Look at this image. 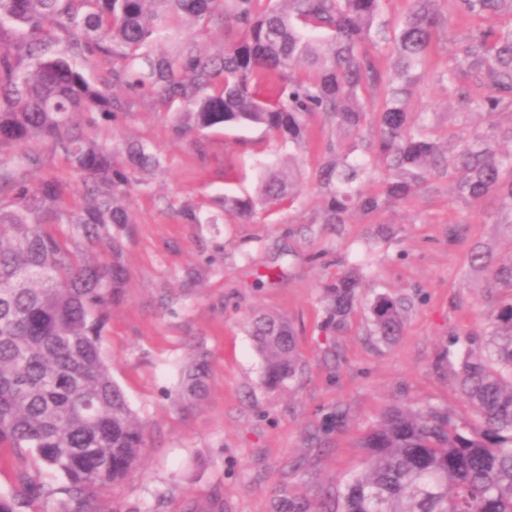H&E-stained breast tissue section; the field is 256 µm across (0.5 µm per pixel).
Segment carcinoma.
I'll return each instance as SVG.
<instances>
[{
	"mask_svg": "<svg viewBox=\"0 0 512 512\" xmlns=\"http://www.w3.org/2000/svg\"><path fill=\"white\" fill-rule=\"evenodd\" d=\"M435 0H415L404 16H386L385 0H0V453L19 465L15 494L0 492V512L20 499L56 496L53 512H99L96 490L118 484L139 465L144 428L112 378L103 328L126 277L123 232L131 223L122 200L144 184L137 174L162 166L148 145L127 141L125 164L89 139L75 113L111 118L123 108L112 88L183 104L174 132L262 127L299 148L307 119L321 116L346 134L377 113L370 146L342 150L319 172L324 224L345 223L358 208L373 212L415 191L441 166L440 149L422 116L407 111L426 69L438 17ZM469 17L512 15V0H456ZM220 20L242 30L219 53L183 41L172 53L174 21ZM392 43V70L381 71L372 48ZM121 62L100 82L85 68ZM471 76L489 88L475 102L489 127L512 107V24L479 30L464 51ZM49 138L83 186L76 212L63 206L66 187H31L29 143ZM488 133L458 142L446 167L459 168L456 195L476 202L498 195L512 216V150ZM380 155L389 172L386 200L367 196L369 164L356 151ZM293 156L268 168L256 197L224 195V212L249 218L256 206L293 201ZM190 224L218 218L186 207ZM363 272L352 270L324 289L328 322L342 324L358 300ZM372 333L389 344L402 332L404 303L378 295ZM249 334L262 360L263 382L281 387L298 371L287 319L253 317ZM460 393L474 419L459 424L436 406L395 405L363 436L365 468L350 475L336 508L282 492L272 512H512V302L497 308L480 333H463ZM206 359L182 371L177 399L195 404L208 387ZM46 469L59 484L37 478Z\"/></svg>",
	"mask_w": 512,
	"mask_h": 512,
	"instance_id": "carcinoma-1",
	"label": "carcinoma"
}]
</instances>
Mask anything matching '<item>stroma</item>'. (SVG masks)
<instances>
[{"label":"stroma","instance_id":"1","mask_svg":"<svg viewBox=\"0 0 512 512\" xmlns=\"http://www.w3.org/2000/svg\"><path fill=\"white\" fill-rule=\"evenodd\" d=\"M435 9L440 23L411 111L424 113L446 154L456 136L484 132L491 122L507 136L511 111L485 120L449 95L442 79L486 20L460 16L455 0H437ZM117 95L116 120L81 113L77 123L101 145H151L164 167L145 174V187L125 200L127 277L103 329L112 376L144 426V461L122 484L99 489L100 512H271L281 488L313 497L360 470L358 440L390 406L430 404L469 420L454 339L482 330L501 300L490 267L469 263L475 248L492 264L512 256V224L501 221L498 195L460 200L440 169L404 200L322 223L316 175L338 135L313 116L297 152L303 176L294 204L243 220L217 201L255 195L276 158L273 134L227 127L179 137L176 105L122 88ZM29 150L28 183L69 184L67 205L78 209L81 186L65 155L47 140ZM186 205L217 212L218 223H186ZM355 267L366 276L362 295L343 327L326 328L323 290ZM268 268L275 277L257 285V272ZM379 295L406 307L403 333L391 345L371 333L370 305ZM260 312L286 317L296 332L301 371L279 389L262 384L249 334ZM199 354L208 362V389L187 408L176 390Z\"/></svg>","mask_w":512,"mask_h":512}]
</instances>
